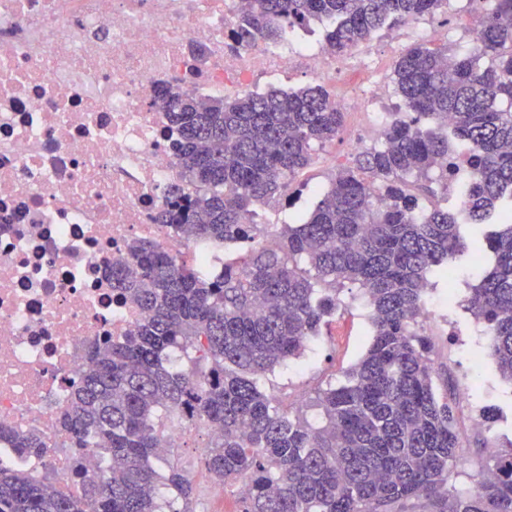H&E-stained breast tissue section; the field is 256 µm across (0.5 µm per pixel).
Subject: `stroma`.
<instances>
[{
  "label": "stroma",
  "instance_id": "obj_1",
  "mask_svg": "<svg viewBox=\"0 0 512 512\" xmlns=\"http://www.w3.org/2000/svg\"><path fill=\"white\" fill-rule=\"evenodd\" d=\"M367 121V114L346 112L344 133L333 142L314 146V162L293 183L290 198L256 205L255 222L274 233L282 225L292 223L294 213L312 210L336 171L352 165L355 159L356 152L347 142V131H366ZM336 295L341 302L338 312L323 325L320 336L305 355L275 367L264 384L267 393L280 398L290 410L303 411L313 422L320 418L314 404L317 394L345 382L346 370L362 356L372 331L361 286L343 283ZM430 295L439 312L438 318L424 325L438 370L434 384L437 393L453 399L460 418V461L448 474V486L461 490L472 486L492 465L493 453H488V446H495L501 453L512 451V383L500 377L487 340L477 332L470 312L459 303L449 302L447 281L431 278ZM450 320L456 322L458 334L449 333L446 323ZM477 417L482 418V427L474 426ZM207 441L206 433L190 429L178 450L194 487L187 508L189 512H237L239 502L232 490H225L220 499L213 495V482L200 460Z\"/></svg>",
  "mask_w": 512,
  "mask_h": 512
}]
</instances>
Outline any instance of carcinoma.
<instances>
[{
  "mask_svg": "<svg viewBox=\"0 0 512 512\" xmlns=\"http://www.w3.org/2000/svg\"><path fill=\"white\" fill-rule=\"evenodd\" d=\"M443 2L253 0L229 39L244 49L326 22L325 50L344 55L387 23L433 16ZM480 27L473 48L419 43L398 57L392 83L406 111L393 113L382 146L338 170L272 248L258 239L252 206L289 197L312 145L335 140L345 113L318 84L205 106L187 90H158L178 132L181 181L194 189L189 197L171 185L158 223L242 253L222 272L200 274L160 243L139 240L130 263L112 266V288L143 319L125 340L91 351L55 423L68 447L101 458L102 474L67 476L83 488L74 496L1 467L0 512H184L192 482L175 449L160 451L165 422L180 417L217 430L204 466L217 481L248 486L238 512H392L410 499L433 512H512V451L495 455L474 489L448 490L460 447L456 406L436 394L431 342L417 319L429 273L451 276L466 248L476 261L491 256L467 304L512 383V0H490ZM447 116L474 173L467 224L503 222L468 246L452 212L419 201L430 172L446 187L455 169L440 125ZM345 281L364 289L372 339L346 383L318 393L316 426L281 408L260 379L303 355L336 313V284ZM0 439L23 457L47 448L31 430L0 426Z\"/></svg>",
  "mask_w": 512,
  "mask_h": 512,
  "instance_id": "1",
  "label": "carcinoma"
}]
</instances>
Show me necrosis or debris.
Masks as SVG:
<instances>
[{"mask_svg": "<svg viewBox=\"0 0 512 512\" xmlns=\"http://www.w3.org/2000/svg\"><path fill=\"white\" fill-rule=\"evenodd\" d=\"M246 3L0 0V426L46 437L24 462L34 474H100L54 425L90 351L143 318L113 292L110 265L155 240L194 271L224 266V247L155 221L178 171L157 90L245 94L302 63L321 75L353 65L304 38L229 49Z\"/></svg>", "mask_w": 512, "mask_h": 512, "instance_id": "necrosis-or-debris-1", "label": "necrosis or debris"}]
</instances>
